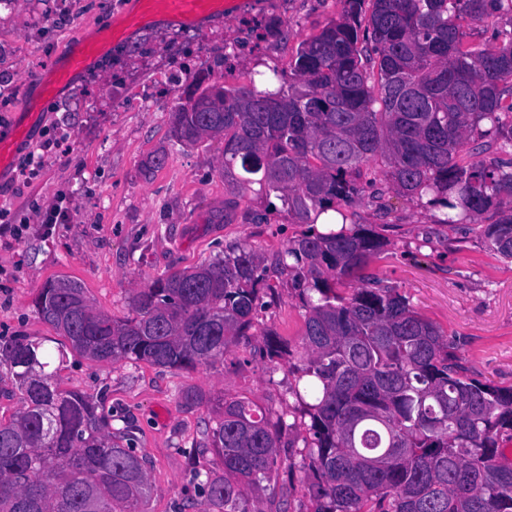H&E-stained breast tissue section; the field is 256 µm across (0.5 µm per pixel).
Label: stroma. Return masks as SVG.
Returning <instances> with one entry per match:
<instances>
[{"mask_svg":"<svg viewBox=\"0 0 512 512\" xmlns=\"http://www.w3.org/2000/svg\"><path fill=\"white\" fill-rule=\"evenodd\" d=\"M135 0H8L0 4V135L13 123L27 138L11 165L0 171V335L42 342L59 360V387L103 396L113 436L132 432L146 459L153 494L148 512H191L200 502L193 472L221 473L218 457L189 459L205 420L223 397L244 398L293 422L289 392L306 362L304 316L288 286L275 278L278 297L259 311L251 341L231 346L223 361L191 372L144 362H96L68 354L31 307L37 288L51 277L83 282L97 309L115 319L130 312L137 288L157 276L209 261L226 245L247 242L264 256L283 251L302 227L287 215L251 224L244 215L260 207L242 198L232 221L224 219L231 186L221 173L224 145L207 140L189 147L170 132L169 116L185 103L193 75L223 76L228 87L261 77L275 83L287 72L299 43L341 12L338 0H273L264 15L236 9L190 29L160 21L134 28ZM256 24L262 40L245 46L242 30ZM115 29L110 49L54 98L41 95L48 78L77 37ZM38 152L36 177L23 171ZM165 155L163 166L152 167ZM68 214L43 233L41 216L59 192ZM378 212L357 206L361 223L379 226L387 247L370 267L382 285L398 289L453 342L470 374L512 386V260L489 249L477 225L439 223L436 208L396 193ZM287 339L288 359L272 362L260 335ZM194 388L207 399L186 405Z\"/></svg>","mask_w":512,"mask_h":512,"instance_id":"1","label":"stroma"}]
</instances>
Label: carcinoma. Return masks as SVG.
Segmentation results:
<instances>
[{
  "label": "carcinoma",
  "mask_w": 512,
  "mask_h": 512,
  "mask_svg": "<svg viewBox=\"0 0 512 512\" xmlns=\"http://www.w3.org/2000/svg\"><path fill=\"white\" fill-rule=\"evenodd\" d=\"M340 3L338 18L300 42L278 88L201 78L170 115L183 145L224 140L234 195L224 216L251 189L264 200L254 222L280 209L305 230L270 260L236 242L160 275L137 289L125 319L97 310L68 277L47 279L31 306L82 357L195 370L250 340L275 295L270 276L285 275L305 318L307 362L290 387L298 416L274 421L222 399L187 451L224 465L199 483L202 512H264L253 494L283 468L304 472L312 512H512V387L469 374L442 331L368 273L386 242L354 211L368 189L371 201L383 197L377 163L387 188L431 196L447 210L440 223L480 224L512 259V30L487 48L459 24L512 16V0ZM492 149L511 158L481 159ZM329 211L341 227L321 232ZM262 351L283 359L288 342L270 331ZM49 366L41 344L0 337V367L24 401L0 421V512H146L145 459L112 436L99 401L58 390ZM298 427L303 448L281 456L282 431Z\"/></svg>",
  "instance_id": "obj_1"
}]
</instances>
